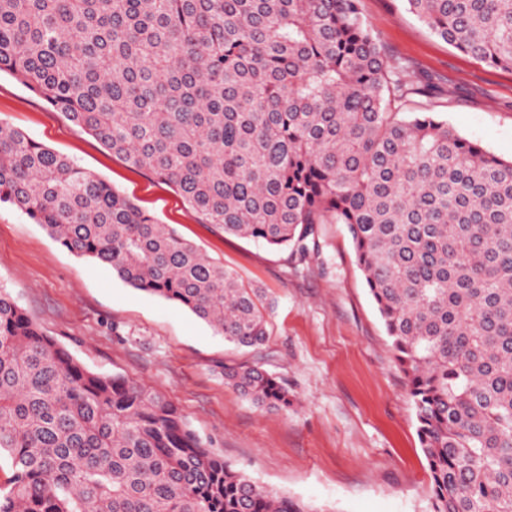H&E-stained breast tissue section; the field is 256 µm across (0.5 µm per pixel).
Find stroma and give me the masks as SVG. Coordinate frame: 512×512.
<instances>
[{"instance_id":"35a3bbf8","label":"stroma","mask_w":512,"mask_h":512,"mask_svg":"<svg viewBox=\"0 0 512 512\" xmlns=\"http://www.w3.org/2000/svg\"><path fill=\"white\" fill-rule=\"evenodd\" d=\"M387 58L408 63L460 135L512 159V71L448 45L404 0H361ZM0 122L67 156L171 225L250 286L265 289L268 339L237 348L188 310L77 258L14 206L0 205V287L92 371L143 383L172 401L201 439L261 487L312 512H427L430 478L415 413L353 245L341 224L316 227L304 260L201 221L168 185L131 167L15 78L0 73ZM258 365L295 404H253L224 382Z\"/></svg>"}]
</instances>
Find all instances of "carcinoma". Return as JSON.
<instances>
[{"label": "carcinoma", "instance_id": "carcinoma-1", "mask_svg": "<svg viewBox=\"0 0 512 512\" xmlns=\"http://www.w3.org/2000/svg\"><path fill=\"white\" fill-rule=\"evenodd\" d=\"M512 71V0H405ZM7 72L226 235L310 252L343 224L428 463L429 512H512V159L432 112L359 0H0ZM236 346L264 295L133 199L0 123V204ZM260 407L269 372L224 366ZM0 512H308L224 462L151 388L92 371L0 288Z\"/></svg>", "mask_w": 512, "mask_h": 512}]
</instances>
